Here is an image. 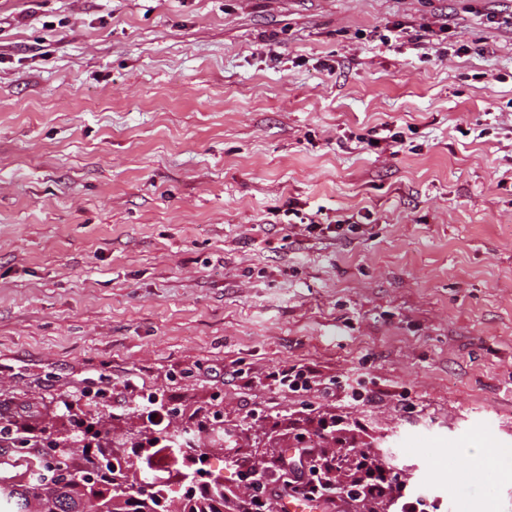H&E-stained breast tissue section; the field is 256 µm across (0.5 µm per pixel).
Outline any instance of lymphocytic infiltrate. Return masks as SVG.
Here are the masks:
<instances>
[{
	"label": "lymphocytic infiltrate",
	"mask_w": 512,
	"mask_h": 512,
	"mask_svg": "<svg viewBox=\"0 0 512 512\" xmlns=\"http://www.w3.org/2000/svg\"><path fill=\"white\" fill-rule=\"evenodd\" d=\"M343 454L352 457L360 479L345 480L335 454L318 438L307 439L292 455L280 457L275 468L249 464L252 492L236 500L237 512H274L287 497L321 501L331 512L351 504L370 512L372 503L380 499L386 500L388 512H426L425 500L409 494L402 476L384 468L373 455L355 454L348 448Z\"/></svg>",
	"instance_id": "f902f5d3"
}]
</instances>
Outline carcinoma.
Returning <instances> with one entry per match:
<instances>
[{
	"mask_svg": "<svg viewBox=\"0 0 512 512\" xmlns=\"http://www.w3.org/2000/svg\"><path fill=\"white\" fill-rule=\"evenodd\" d=\"M71 445L55 448L57 458L32 452L30 439L13 437L10 452L26 463L30 473L19 482L7 479L10 498L0 495L3 512H46L41 490L56 480L65 466L69 478L70 501L62 512H224V480L194 481L195 473L174 471V481L156 482L153 460L143 468V482L135 484L113 469L117 447L97 419H79Z\"/></svg>",
	"mask_w": 512,
	"mask_h": 512,
	"instance_id": "carcinoma-1",
	"label": "carcinoma"
}]
</instances>
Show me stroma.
<instances>
[{
	"instance_id": "stroma-1",
	"label": "stroma",
	"mask_w": 512,
	"mask_h": 512,
	"mask_svg": "<svg viewBox=\"0 0 512 512\" xmlns=\"http://www.w3.org/2000/svg\"><path fill=\"white\" fill-rule=\"evenodd\" d=\"M511 15L0 0V417L49 443L101 412L129 450L155 393L240 495L328 423L439 512H512V476L465 458L512 449ZM423 21L442 55L379 41ZM288 200L366 218L310 231ZM313 378L307 371L301 368L296 370L294 366H283L274 374L279 388L293 393L311 391L317 385Z\"/></svg>"
}]
</instances>
